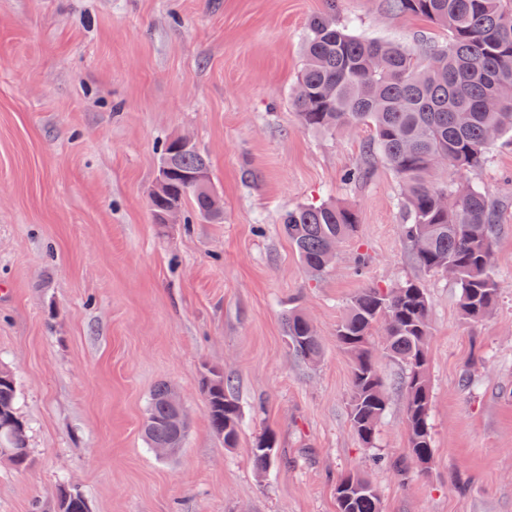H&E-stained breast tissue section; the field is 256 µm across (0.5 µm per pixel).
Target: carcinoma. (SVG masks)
Instances as JSON below:
<instances>
[{
  "instance_id": "1",
  "label": "carcinoma",
  "mask_w": 512,
  "mask_h": 512,
  "mask_svg": "<svg viewBox=\"0 0 512 512\" xmlns=\"http://www.w3.org/2000/svg\"><path fill=\"white\" fill-rule=\"evenodd\" d=\"M387 7L445 30L448 41L412 51L354 35L336 22V0H327L326 10L308 23L298 83L303 94L295 95L294 106L301 124L312 131L372 129L365 159H384L399 179L405 209L401 233L413 259L426 272L452 277L462 317L478 323L492 312L499 294L492 259L498 203L476 183L438 181L433 172L444 163L459 174L479 170L495 143L512 136V0H387ZM161 152L168 190L150 201L152 212L190 202L207 216V191L188 186L205 157L173 139L163 142ZM281 230L306 274L318 280L330 269L331 248L355 236L357 219L343 205L310 204L289 210ZM284 325L292 353L305 363L317 362L322 343L303 312L288 310ZM380 330L386 354L406 367L407 452L424 474L433 461L431 327L429 300L417 282L361 289L336 324V340L352 360L349 417L363 448L374 447L387 410L374 358V335ZM202 392L212 431L224 438L225 447H235L240 409L229 381L213 373L202 382ZM171 393V384L163 382L151 394L144 434L152 448L179 447L185 437L170 407ZM17 399L16 378L0 377V448L14 449L10 463L23 470L31 457ZM275 445L271 433L258 438L252 448L256 470L273 466L274 455L265 449ZM59 509L87 512V504L69 488L60 491ZM336 512H382L377 490L360 474L341 477Z\"/></svg>"
}]
</instances>
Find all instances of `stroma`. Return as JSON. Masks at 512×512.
<instances>
[{
  "label": "stroma",
  "mask_w": 512,
  "mask_h": 512,
  "mask_svg": "<svg viewBox=\"0 0 512 512\" xmlns=\"http://www.w3.org/2000/svg\"><path fill=\"white\" fill-rule=\"evenodd\" d=\"M325 0H0V364L13 369L31 465L0 460V512H59L58 488L89 512H336V480L366 475L383 512H512V141L468 173L501 204L500 294L470 323L449 277L422 272L402 238L401 188L369 127L305 129L292 99L309 19ZM354 34L416 49L448 35L385 0H336ZM189 135L224 220L149 207L160 146ZM331 202L356 236L310 280L281 219ZM366 256L358 268V256ZM419 281L429 302L431 427L426 474L406 457L403 365L380 356L388 393L374 448L349 421L351 360L336 324L368 286ZM301 308L323 346L295 358L283 317ZM231 377L239 440L225 447L200 392ZM470 385H462V377ZM175 386L185 441L161 459L142 424ZM276 437L274 467L251 450ZM275 445L276 438L271 433L264 434L258 438L252 448V462L256 470L266 471L273 466ZM258 448H273V451L272 454L269 455L264 450Z\"/></svg>",
  "instance_id": "35a3bbf8"
}]
</instances>
